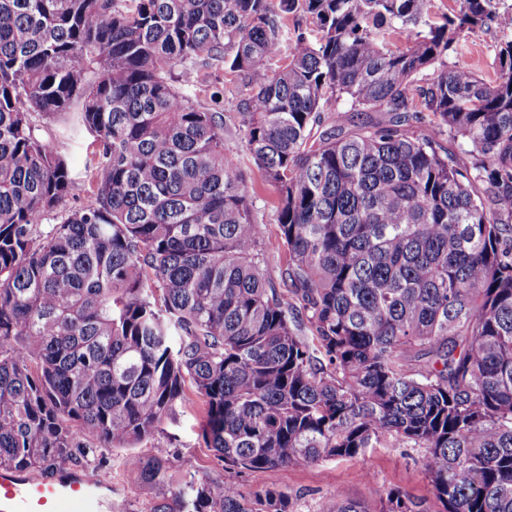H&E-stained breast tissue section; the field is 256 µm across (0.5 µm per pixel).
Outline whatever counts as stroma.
<instances>
[{
  "label": "stroma",
  "instance_id": "obj_1",
  "mask_svg": "<svg viewBox=\"0 0 512 512\" xmlns=\"http://www.w3.org/2000/svg\"><path fill=\"white\" fill-rule=\"evenodd\" d=\"M510 39L512 32L495 27L467 34L461 40L460 51L449 54L448 60L465 65L482 79H493L500 68L498 51L503 42ZM38 134L43 140L52 142L57 151L76 161L73 176L81 189L66 199L64 210L87 204L89 196L82 186L87 182L84 162L93 150L91 137L59 140L55 138L52 126L45 123L40 124ZM242 167L248 185L255 191V216L266 227V268L270 278L276 281L285 261L283 251L277 248L276 190L262 179L252 161L243 160ZM203 416L201 398L193 386H186L183 401L172 417L165 420L162 433L138 445L133 452L147 458L155 449H168L167 474L176 488L198 480L233 482L248 493L262 489L268 481L266 473L229 470L217 452L207 447L202 437ZM129 452L125 448H108L97 459L88 462L80 459L68 463L66 469L110 485L112 512H153L154 494L143 484L139 472L127 466ZM417 458L418 452L413 448H373L354 459L288 465L278 471L277 482L292 496L295 512H332L337 492H344L353 500H366L394 485L405 487L415 499L423 501L427 512H436L438 505Z\"/></svg>",
  "mask_w": 512,
  "mask_h": 512
}]
</instances>
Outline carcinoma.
I'll return each mask as SVG.
<instances>
[{
	"label": "carcinoma",
	"mask_w": 512,
	"mask_h": 512,
	"mask_svg": "<svg viewBox=\"0 0 512 512\" xmlns=\"http://www.w3.org/2000/svg\"><path fill=\"white\" fill-rule=\"evenodd\" d=\"M432 7L0 0V469L129 448L189 382L208 447L269 481L176 491L167 449L131 455L154 512H294L280 468L370 448L420 449L439 512H512V40L493 80L448 65L512 10ZM176 68L233 73L235 112ZM36 114L96 145L89 203L46 231L80 186ZM232 135L277 191L280 292ZM336 498L425 512L401 486ZM176 73H179V82L177 83V85L183 86L192 94L195 93L197 95L198 101L203 106L207 108L215 107V104L212 102L210 96L214 91H220V106L224 109V113L234 112V106L239 95L237 84L234 80V77L231 74L224 73V77L222 78L224 87L219 85L218 88L209 87L208 90V87L201 86L195 82V75H183L181 74L180 70H176Z\"/></svg>",
	"instance_id": "carcinoma-1"
}]
</instances>
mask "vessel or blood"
I'll return each instance as SVG.
<instances>
[{
	"label": "vessel or blood",
	"mask_w": 512,
	"mask_h": 512,
	"mask_svg": "<svg viewBox=\"0 0 512 512\" xmlns=\"http://www.w3.org/2000/svg\"><path fill=\"white\" fill-rule=\"evenodd\" d=\"M0 512H112L91 479L0 470Z\"/></svg>",
	"instance_id": "vessel-or-blood-1"
}]
</instances>
